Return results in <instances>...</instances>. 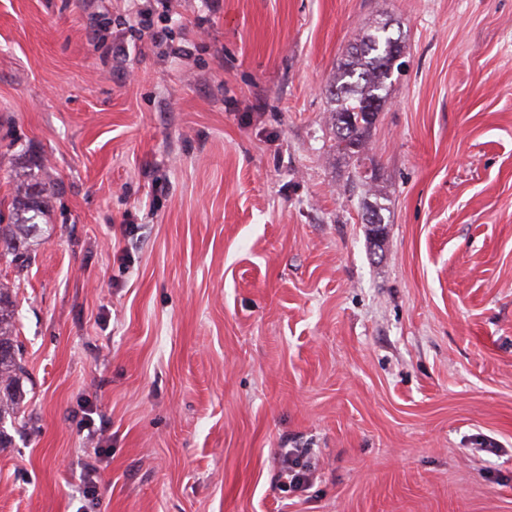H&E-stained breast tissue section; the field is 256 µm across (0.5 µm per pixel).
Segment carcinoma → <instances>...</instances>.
<instances>
[{
	"instance_id": "obj_1",
	"label": "carcinoma",
	"mask_w": 512,
	"mask_h": 512,
	"mask_svg": "<svg viewBox=\"0 0 512 512\" xmlns=\"http://www.w3.org/2000/svg\"><path fill=\"white\" fill-rule=\"evenodd\" d=\"M402 36L390 31L389 23L369 27L348 54L328 86L333 102L331 115L336 128V151L360 154L366 134L384 101L393 70L401 69ZM54 190L50 182L18 181L11 201L0 200V261L9 264L23 257L22 240L37 228L43 215L42 197ZM19 284L0 281V447L8 442L5 424L22 422L18 387L21 352L16 332V295Z\"/></svg>"
}]
</instances>
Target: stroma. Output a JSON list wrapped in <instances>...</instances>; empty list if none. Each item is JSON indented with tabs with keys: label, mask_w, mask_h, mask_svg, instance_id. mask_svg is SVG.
Wrapping results in <instances>:
<instances>
[{
	"label": "stroma",
	"mask_w": 512,
	"mask_h": 512,
	"mask_svg": "<svg viewBox=\"0 0 512 512\" xmlns=\"http://www.w3.org/2000/svg\"><path fill=\"white\" fill-rule=\"evenodd\" d=\"M387 19L406 69L336 154L327 86ZM47 174L0 263V512H512V0H0V199ZM19 284L0 281V447L8 442L5 425L22 422L18 387L21 352L16 332V295ZM313 469L301 449H289L284 453L279 469L281 485L294 491L305 490L310 484Z\"/></svg>",
	"instance_id": "35a3bbf8"
}]
</instances>
